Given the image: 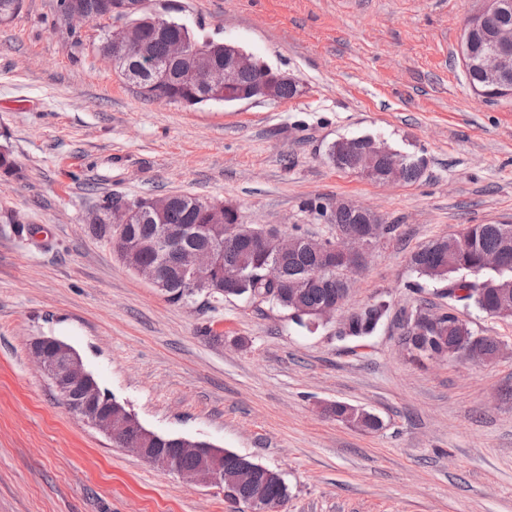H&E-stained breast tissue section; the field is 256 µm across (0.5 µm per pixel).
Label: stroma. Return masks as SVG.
Listing matches in <instances>:
<instances>
[{"label": "stroma", "instance_id": "1", "mask_svg": "<svg viewBox=\"0 0 512 512\" xmlns=\"http://www.w3.org/2000/svg\"><path fill=\"white\" fill-rule=\"evenodd\" d=\"M56 0L0 22V512H234L219 489L116 447L29 356L72 346L101 390L164 438L207 442L281 474V512H512V317L457 314L490 360L412 358L402 336L446 282L411 256L473 224H512V96H477L464 24L484 0H151L190 32L297 79L293 98L194 107L147 101L101 60L112 20L72 45ZM371 137L420 161L382 185L330 160ZM220 199L244 224L332 237L311 202L350 201L395 225L312 326L270 302L168 301L87 219L106 197ZM35 227L19 235L7 216ZM388 311L364 339L346 316ZM379 417L364 431L326 414ZM331 412L337 419L342 421H347L350 417L358 418L363 414L362 426L368 430H375L380 426V422L374 414L345 403H334L331 405Z\"/></svg>", "mask_w": 512, "mask_h": 512}]
</instances>
